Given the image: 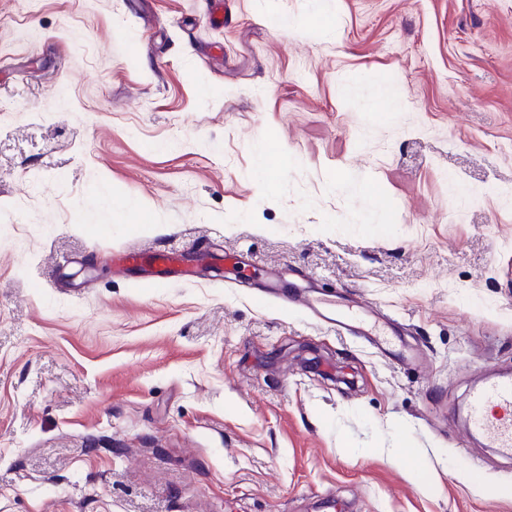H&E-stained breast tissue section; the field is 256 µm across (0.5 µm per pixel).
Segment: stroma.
<instances>
[{
	"mask_svg": "<svg viewBox=\"0 0 512 512\" xmlns=\"http://www.w3.org/2000/svg\"><path fill=\"white\" fill-rule=\"evenodd\" d=\"M212 6L0 0V512H512L466 419L512 373V0ZM205 242L243 264L113 272ZM291 302L296 307L309 310L323 321L330 322L341 329H348L354 324L360 323V315L365 313L360 309L363 308L361 303L348 306L345 309H336V312L324 310L321 307V302L304 292L294 293Z\"/></svg>",
	"mask_w": 512,
	"mask_h": 512,
	"instance_id": "obj_1",
	"label": "stroma"
}]
</instances>
